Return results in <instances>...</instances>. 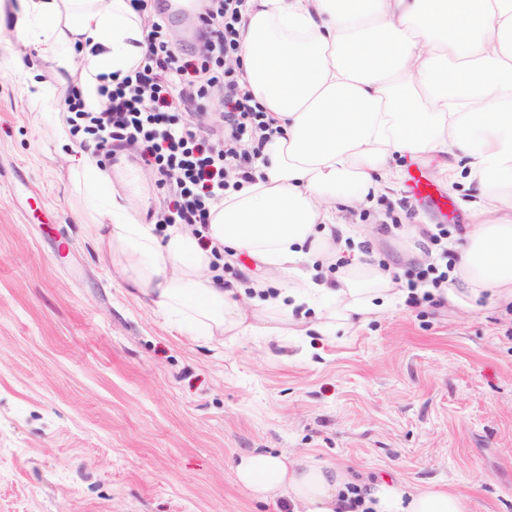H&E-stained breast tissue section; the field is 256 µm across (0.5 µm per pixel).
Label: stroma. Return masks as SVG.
I'll list each match as a JSON object with an SVG mask.
<instances>
[{
	"label": "stroma",
	"instance_id": "35a3bbf8",
	"mask_svg": "<svg viewBox=\"0 0 512 512\" xmlns=\"http://www.w3.org/2000/svg\"><path fill=\"white\" fill-rule=\"evenodd\" d=\"M0 30V512H285L236 481L253 448L347 464L358 479L432 483L474 512H512V309L401 303L332 336L225 343L181 336L131 295L70 180L79 138L48 135L61 110L26 98ZM402 180L342 212L375 238L398 283L419 264L418 234L446 224L449 249L470 221L465 186L433 159L447 215ZM141 223L164 204L134 151L100 164ZM226 286L282 273L224 253Z\"/></svg>",
	"mask_w": 512,
	"mask_h": 512
}]
</instances>
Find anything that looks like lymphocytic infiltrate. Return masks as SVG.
I'll use <instances>...</instances> for the list:
<instances>
[{"mask_svg":"<svg viewBox=\"0 0 512 512\" xmlns=\"http://www.w3.org/2000/svg\"><path fill=\"white\" fill-rule=\"evenodd\" d=\"M244 2L205 0L200 15L205 52L192 61L182 59L169 40L158 19V0H130L134 11L150 18L141 64L123 76L100 77L99 110L86 107L79 88L64 96L63 111L82 119L83 133L101 155H110L114 142H125L137 146L141 161L157 172L168 198L157 223L207 226L213 205L256 179L270 126L238 72ZM208 103L224 110V137L216 142L180 119L182 112ZM447 237L444 227L430 235L439 253L408 281V303L434 301L436 291L449 286L455 262L444 244Z\"/></svg>","mask_w":512,"mask_h":512,"instance_id":"f902f5d3","label":"lymphocytic infiltrate"}]
</instances>
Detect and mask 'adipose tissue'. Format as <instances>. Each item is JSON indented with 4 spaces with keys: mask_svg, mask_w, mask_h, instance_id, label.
I'll return each mask as SVG.
<instances>
[{
    "mask_svg": "<svg viewBox=\"0 0 512 512\" xmlns=\"http://www.w3.org/2000/svg\"><path fill=\"white\" fill-rule=\"evenodd\" d=\"M24 51L50 63L62 85L99 106L97 77L142 61L141 19L129 0H0ZM243 79L273 132L255 182L213 207V248L261 256L289 274L287 288L249 318L238 291L212 273L211 250L190 229L140 223L108 174L84 158L71 176L127 287L183 335L206 341L260 335L280 341L304 322L329 334L360 327L399 302L388 270L346 251L339 210L392 189L396 158L441 157L449 183H465L474 222L459 248L452 305H512V0H248L240 26ZM335 255L338 280L300 276ZM237 482L254 498L284 497L292 512H472L436 486L375 479L308 456L252 450Z\"/></svg>",
    "mask_w": 512,
    "mask_h": 512,
    "instance_id": "obj_1",
    "label": "adipose tissue"
}]
</instances>
